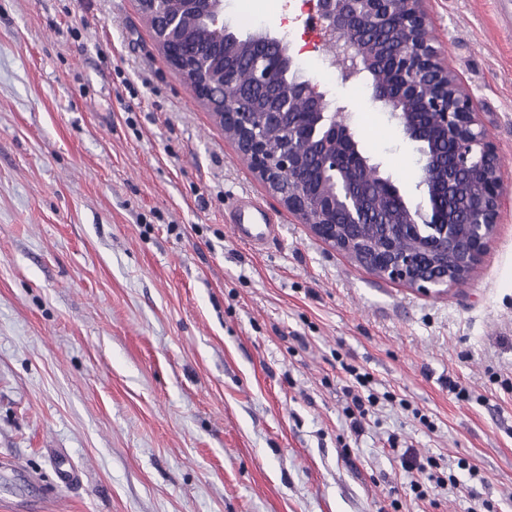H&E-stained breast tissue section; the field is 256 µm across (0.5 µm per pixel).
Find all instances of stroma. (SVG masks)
Returning <instances> with one entry per match:
<instances>
[{"instance_id": "obj_1", "label": "stroma", "mask_w": 512, "mask_h": 512, "mask_svg": "<svg viewBox=\"0 0 512 512\" xmlns=\"http://www.w3.org/2000/svg\"><path fill=\"white\" fill-rule=\"evenodd\" d=\"M425 7L504 185L476 271L431 294L299 223L137 0H0V512H512V28L496 0ZM294 12L224 0L235 34L295 53ZM300 68L416 202V145L369 88L324 49ZM241 196L277 219L263 251L224 222ZM348 364L380 397L359 435ZM391 436L458 489L402 470Z\"/></svg>"}]
</instances>
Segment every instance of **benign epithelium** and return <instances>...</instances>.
<instances>
[{
    "label": "benign epithelium",
    "instance_id": "1",
    "mask_svg": "<svg viewBox=\"0 0 512 512\" xmlns=\"http://www.w3.org/2000/svg\"><path fill=\"white\" fill-rule=\"evenodd\" d=\"M192 10L212 26H224L223 0H190ZM317 15L331 42L377 23H391L407 35L405 48L393 60L398 78L392 83H371L372 98L384 104L405 135L421 144V177L417 188L422 202L412 207L380 166L369 163L359 148L346 112H329L325 95L308 79L294 76L289 82L290 98L299 103L294 111L276 101L274 87L294 66L289 48L268 32L252 35L251 42L265 43L269 52L256 58L253 82L266 91L265 103L247 109L235 97L224 98L222 109L213 113L225 136L237 147L252 171L269 191L312 233L351 255L372 272L403 281L431 293L467 277L479 264L497 234V218L503 194L497 152L488 141L470 96L443 64L441 53L429 37L425 0H408L407 9L393 10V0H317ZM182 18L171 15L155 30L156 41L166 62L183 77L186 86L199 98L206 91L196 81L188 59L172 43ZM352 65L345 74L352 78L372 70L371 54L353 44L346 47ZM424 85L434 87L427 111L434 116L441 136L456 147L455 166L480 183L481 192L467 203L468 230L460 233L448 223L449 183L437 179L439 167L436 145L428 139L414 117L400 111L399 103L419 94ZM275 129L280 140L270 149L267 132ZM368 172L377 192L389 199L401 216L402 231L416 228L432 216V231L418 239L412 250L396 249L392 235L376 232L381 218L368 209L363 189L353 178ZM378 238L369 240V235Z\"/></svg>",
    "mask_w": 512,
    "mask_h": 512
}]
</instances>
